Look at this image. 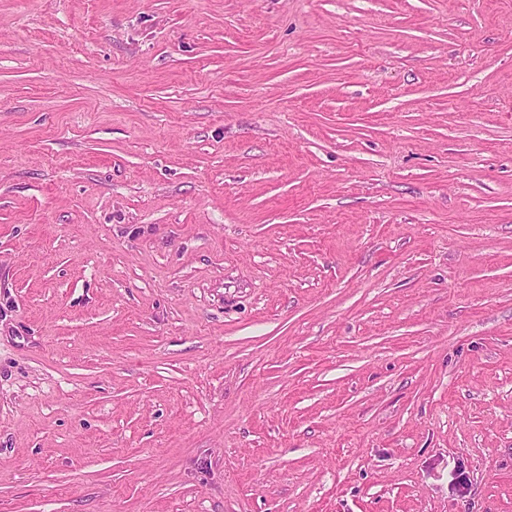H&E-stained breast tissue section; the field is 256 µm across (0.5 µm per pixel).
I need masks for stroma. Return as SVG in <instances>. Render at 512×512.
I'll use <instances>...</instances> for the list:
<instances>
[{
    "mask_svg": "<svg viewBox=\"0 0 512 512\" xmlns=\"http://www.w3.org/2000/svg\"><path fill=\"white\" fill-rule=\"evenodd\" d=\"M0 512H512V0H0Z\"/></svg>",
    "mask_w": 512,
    "mask_h": 512,
    "instance_id": "stroma-1",
    "label": "stroma"
}]
</instances>
